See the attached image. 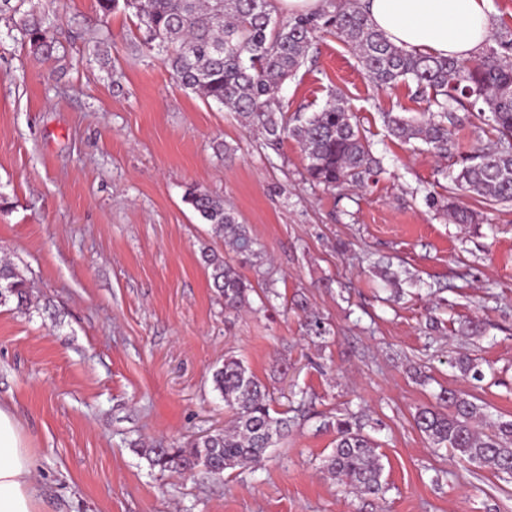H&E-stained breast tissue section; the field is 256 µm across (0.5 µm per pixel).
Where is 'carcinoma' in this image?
Returning <instances> with one entry per match:
<instances>
[{"label":"carcinoma","mask_w":512,"mask_h":512,"mask_svg":"<svg viewBox=\"0 0 512 512\" xmlns=\"http://www.w3.org/2000/svg\"><path fill=\"white\" fill-rule=\"evenodd\" d=\"M356 0H328V7L285 20L273 17L274 0H98L101 11L132 12L140 22L141 45L162 56L165 65L187 89L236 115L246 127L257 126L268 137L296 139L307 160L309 177L327 187L361 186L372 179L379 161L352 114L346 98L332 94L308 116H288L276 104L283 83L308 59L317 34L335 32L353 49L374 86L380 90L400 83L431 96L436 111L418 121L385 112L388 134L404 143L419 140L439 156L457 150L453 129L467 112L498 134L493 147L478 146L461 158L460 169L434 202L458 224H470L474 213L456 204L460 193L492 204L512 203V31L499 33L471 62L415 54L388 41L376 30ZM28 0H0V16L20 15L18 30L33 54L53 55L55 40L44 18L24 9ZM185 202L202 223L209 224L241 259L260 254L247 225L224 207V201L196 188ZM212 286L224 296V309L249 304L254 291L224 257L203 252ZM28 301L27 279L18 267L0 261V306ZM214 390L232 413L231 425L203 435L186 448H142L153 467L174 473L198 466L220 476L227 469L259 464L268 448L280 440L288 420L271 415V397L260 380L239 359H224L213 373ZM416 427L434 446L489 466L502 480L512 479V420L494 419L468 395L448 390L436 404L421 408ZM325 469L336 480L361 493L383 490V464L377 445L362 431L357 418L336 420V444Z\"/></svg>","instance_id":"carcinoma-1"}]
</instances>
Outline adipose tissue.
Here are the masks:
<instances>
[{
  "label": "adipose tissue",
  "mask_w": 512,
  "mask_h": 512,
  "mask_svg": "<svg viewBox=\"0 0 512 512\" xmlns=\"http://www.w3.org/2000/svg\"><path fill=\"white\" fill-rule=\"evenodd\" d=\"M489 0H360L390 42L421 55L475 59L492 32ZM37 461L20 424L0 407V512H41Z\"/></svg>",
  "instance_id": "1"
}]
</instances>
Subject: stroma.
<instances>
[{
  "mask_svg": "<svg viewBox=\"0 0 512 512\" xmlns=\"http://www.w3.org/2000/svg\"><path fill=\"white\" fill-rule=\"evenodd\" d=\"M35 3L51 59L0 20V258L30 299L0 307V405L38 460L44 512H512V481L414 424L444 389L512 419V204L462 197L472 224L430 205L454 158L391 139L382 120L429 115L428 99L375 89L349 46L321 34L280 100L311 113L343 93L381 165L367 185L328 189L295 139L270 141L184 89L143 52L134 14ZM191 186L247 224L259 263H237L201 223ZM205 248L255 283L240 311H225ZM231 356L287 417L286 436L219 478L150 467L141 449L227 425L212 373ZM351 413L379 445L385 494L323 469L333 423Z\"/></svg>",
  "mask_w": 512,
  "mask_h": 512,
  "instance_id": "1",
  "label": "stroma"
}]
</instances>
